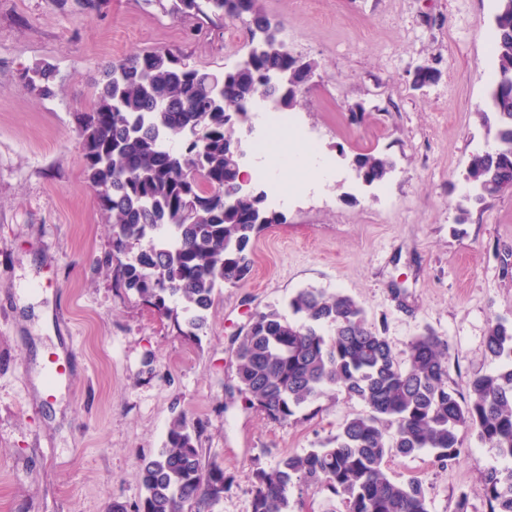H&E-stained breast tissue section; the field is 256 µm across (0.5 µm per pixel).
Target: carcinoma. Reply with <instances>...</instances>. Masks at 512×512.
Returning a JSON list of instances; mask_svg holds the SVG:
<instances>
[{
    "mask_svg": "<svg viewBox=\"0 0 512 512\" xmlns=\"http://www.w3.org/2000/svg\"><path fill=\"white\" fill-rule=\"evenodd\" d=\"M172 10L240 21L251 48L218 74L167 49L117 58L91 110L80 113L77 131L87 178L112 224L114 251L126 257L118 280L161 313L171 312V302L180 305L183 333L196 336L217 290L250 278L255 236L266 224L285 223L262 210V192L226 201L240 187L234 128L248 120L258 97L292 110L316 65L285 53L279 24L259 0H174ZM494 26L497 75L476 115L495 146L473 155L464 176V200L477 205L512 193V0H498ZM439 78L436 68H417L412 84ZM53 79L49 65L23 75L41 94L51 92ZM354 164L372 183L386 181L394 168L374 151L357 154ZM230 350V389L243 409L272 423L336 392L368 408L321 447L255 468L251 512H295L303 500L293 493L304 486L338 503V512H429L421 483L390 477L386 459L430 450L452 463L464 433L507 461L486 468L481 480L489 512H512V319L490 321L485 351L498 368L474 377L464 394L448 384V347L440 337H414L403 366L359 303L341 292L306 288L283 307L255 311L230 338ZM201 431L175 422L163 447L141 461L143 497L131 509L116 501L112 512H212L232 478L205 459Z\"/></svg>",
    "mask_w": 512,
    "mask_h": 512,
    "instance_id": "carcinoma-1",
    "label": "carcinoma"
}]
</instances>
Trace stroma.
I'll return each instance as SVG.
<instances>
[{
  "instance_id": "obj_1",
  "label": "stroma",
  "mask_w": 512,
  "mask_h": 512,
  "mask_svg": "<svg viewBox=\"0 0 512 512\" xmlns=\"http://www.w3.org/2000/svg\"><path fill=\"white\" fill-rule=\"evenodd\" d=\"M291 55L316 62L296 112L329 167L327 186L267 204L244 284L221 288L199 336L124 288L106 212L87 179L78 112L113 59L165 48L223 70L245 45L231 22L173 14L159 0H0V512H112L144 494L142 458L176 419L203 423L206 458L233 483L213 512H251L255 468L319 447L363 403L335 394L273 424L226 384L229 349L250 315L302 288L342 291L381 329L397 360L432 330L448 342L449 382L493 372L489 321L512 318V195L457 221L471 156L494 141L475 115L496 78V0H260ZM55 70L50 94L22 81ZM441 72L416 89L410 73ZM373 149L394 162L364 185L352 164ZM68 368L39 396L32 375L56 349ZM449 466L430 451L391 457L417 478L431 512H487L475 436Z\"/></svg>"
}]
</instances>
